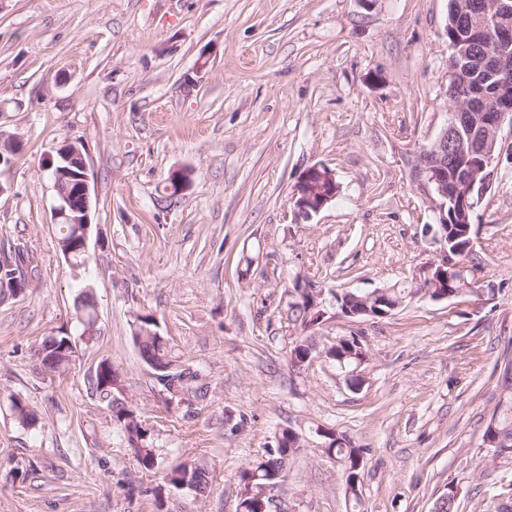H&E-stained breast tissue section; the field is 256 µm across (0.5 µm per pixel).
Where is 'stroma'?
Wrapping results in <instances>:
<instances>
[{"label": "stroma", "instance_id": "1", "mask_svg": "<svg viewBox=\"0 0 512 512\" xmlns=\"http://www.w3.org/2000/svg\"><path fill=\"white\" fill-rule=\"evenodd\" d=\"M448 0H0V249L23 243L26 288L0 295V512H237L240 473L292 429L301 446L273 512H347L325 431L364 450L363 512H503L512 458L483 431L512 367V158L494 164L473 214L482 301L414 296L390 317L353 319L342 291L408 287L446 254L417 155L449 119ZM83 147L93 177L88 253L57 248L47 165ZM339 192L298 215L300 174ZM191 186L167 199L170 173ZM315 284L319 324L288 320L293 282ZM90 287L100 334L66 372L40 369L45 337L79 335ZM154 316L205 399L160 392L132 335ZM358 337L361 379L313 355ZM118 369L162 467L141 469L88 378ZM20 398L33 425L14 418ZM191 460L206 496L163 487ZM311 178H319L320 184H322V182L324 180H330L335 186V190L330 195L321 199L319 204H317L315 206L312 204L311 199H309V196L303 190H302V198H301V192L298 188L300 186V183L302 185H304V184L314 185V182L311 180ZM297 189H298V192L296 194L297 200H299L300 198L301 199L298 202H296V204H295L296 209L301 210L302 212H307V216H310L309 209L306 207V204H305L307 202V203H310L311 206H313L314 213H319L325 207L326 204L330 203L331 201L335 200V198H336L335 174L330 169H328L326 167L311 166L301 173V175L299 177ZM314 213H312V214H314Z\"/></svg>", "mask_w": 512, "mask_h": 512}]
</instances>
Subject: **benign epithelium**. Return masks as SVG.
I'll return each mask as SVG.
<instances>
[{
    "label": "benign epithelium",
    "instance_id": "obj_1",
    "mask_svg": "<svg viewBox=\"0 0 512 512\" xmlns=\"http://www.w3.org/2000/svg\"><path fill=\"white\" fill-rule=\"evenodd\" d=\"M459 24L465 39L452 46L453 61H469L479 72L481 83H493L497 88L494 108L486 110L485 98L476 93L463 105L452 111L447 127L443 128L436 138L423 148L417 158V174L425 178L433 188L435 198L432 199L433 211L437 214V223H445L444 210L448 204V196L461 193L480 197L490 186L493 173L481 169L482 180H477V173L466 161L485 152L487 142L498 140V133L504 121L512 122V56L508 48L512 46V0H465L459 11ZM479 114L482 130L473 131L467 137L460 138L456 144L454 158L460 162L461 181L455 189L448 188V129L459 126L468 129L473 114ZM63 160L78 161L80 173L72 174L66 168H57L54 172L53 189L56 193L57 205L53 209L54 218H64L71 224L79 225L78 245L86 251L88 231L91 226L89 219L92 187L89 165L77 146L66 144L59 149ZM336 182L335 174L323 166H311L299 177L301 184H313V179ZM455 264L451 258L431 267L424 279L423 292L435 301L448 299V284L442 282L445 268Z\"/></svg>",
    "mask_w": 512,
    "mask_h": 512
}]
</instances>
